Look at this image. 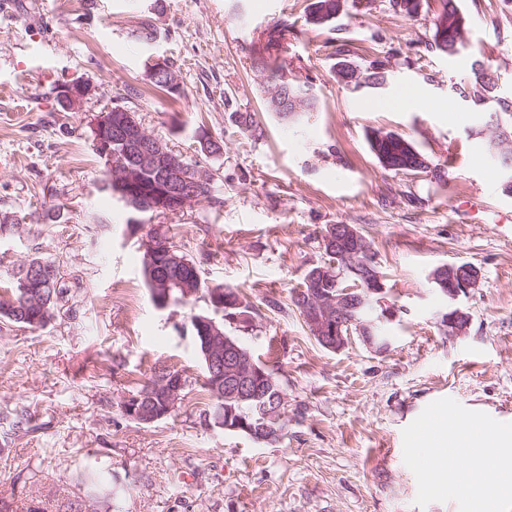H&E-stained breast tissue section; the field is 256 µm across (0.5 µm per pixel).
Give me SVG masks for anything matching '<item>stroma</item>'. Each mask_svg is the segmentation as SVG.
Returning a JSON list of instances; mask_svg holds the SVG:
<instances>
[{
	"label": "stroma",
	"mask_w": 512,
	"mask_h": 512,
	"mask_svg": "<svg viewBox=\"0 0 512 512\" xmlns=\"http://www.w3.org/2000/svg\"><path fill=\"white\" fill-rule=\"evenodd\" d=\"M309 0H11L0 10V281L41 257L65 274L62 308L45 326L0 318V512H468L432 487L406 434L418 418L458 407L512 424V194L483 132L512 100V0H457L467 47L430 51L440 0L417 14L391 0H345L313 30ZM287 21L279 64L311 89L315 112L284 122L264 107L252 44ZM154 32L141 39L142 26ZM381 61L384 85L340 84L333 66ZM175 72L178 93L153 87L149 61ZM497 83L481 105L462 97L471 65ZM97 86L65 112L66 80ZM118 104L188 161L212 170L215 197L178 214L134 213L104 186L91 124ZM252 114L259 131L238 122ZM223 140L216 156L195 138ZM411 141L440 175L384 169L373 132ZM353 224L370 241L396 316L390 347L322 348L291 295L327 260L322 233ZM163 227L208 285L237 289L250 326L225 324L274 370L288 427L267 444L214 423L191 318L206 297L157 307L143 240ZM470 263L481 282L457 305L466 335H449L431 271ZM162 365L182 374L171 417L142 424L121 404ZM31 415L33 429L16 428ZM117 475L114 498L88 501L89 472Z\"/></svg>",
	"instance_id": "1"
}]
</instances>
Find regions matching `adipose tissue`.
Instances as JSON below:
<instances>
[{
	"mask_svg": "<svg viewBox=\"0 0 512 512\" xmlns=\"http://www.w3.org/2000/svg\"><path fill=\"white\" fill-rule=\"evenodd\" d=\"M480 427L463 412H453L443 417L437 441H418L414 450L415 460L424 462L425 475L431 484L453 482L457 473H465L473 492L494 490L497 503L512 500V428L499 426L488 443L483 456H466L460 466L450 465L441 457L438 448L448 444L467 447L479 438Z\"/></svg>",
	"mask_w": 512,
	"mask_h": 512,
	"instance_id": "ef3b65f1",
	"label": "adipose tissue"
}]
</instances>
